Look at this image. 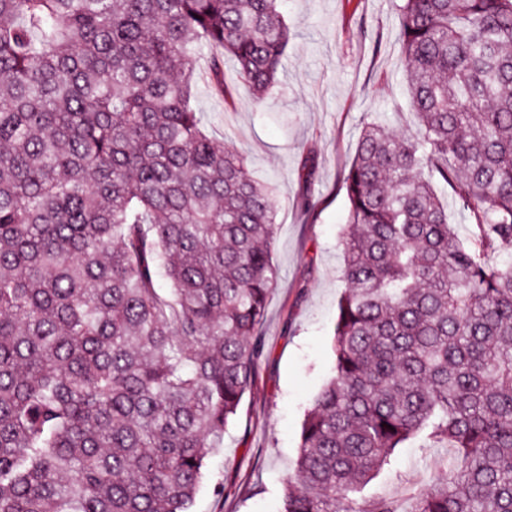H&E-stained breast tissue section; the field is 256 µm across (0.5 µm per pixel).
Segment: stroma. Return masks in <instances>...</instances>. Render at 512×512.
I'll list each match as a JSON object with an SVG mask.
<instances>
[{
    "mask_svg": "<svg viewBox=\"0 0 512 512\" xmlns=\"http://www.w3.org/2000/svg\"><path fill=\"white\" fill-rule=\"evenodd\" d=\"M398 0H282L291 39L277 83L263 100L225 65V96L208 78L197 82L193 106L210 135L245 153L250 173L275 187L278 271L262 327L265 354L254 386L206 462L192 512H277L282 474L294 468L305 413L334 369L332 341L338 302L341 239L348 201L341 174L364 123L397 133L415 131L397 16ZM319 168L305 181L301 160ZM314 204L305 215L302 197ZM448 449L416 439L395 449L364 488L369 499L408 503L444 480ZM224 486L217 496L215 486Z\"/></svg>",
    "mask_w": 512,
    "mask_h": 512,
    "instance_id": "stroma-1",
    "label": "stroma"
}]
</instances>
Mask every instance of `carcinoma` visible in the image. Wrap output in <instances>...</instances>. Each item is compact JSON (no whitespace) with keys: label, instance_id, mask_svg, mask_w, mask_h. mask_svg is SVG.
Listing matches in <instances>:
<instances>
[{"label":"carcinoma","instance_id":"obj_1","mask_svg":"<svg viewBox=\"0 0 512 512\" xmlns=\"http://www.w3.org/2000/svg\"><path fill=\"white\" fill-rule=\"evenodd\" d=\"M279 2L0 0V512H190L277 284L270 188L190 101L203 59L276 83ZM398 11L418 127L343 171L334 375L279 512H512V0ZM415 437L448 481L356 497Z\"/></svg>","mask_w":512,"mask_h":512}]
</instances>
